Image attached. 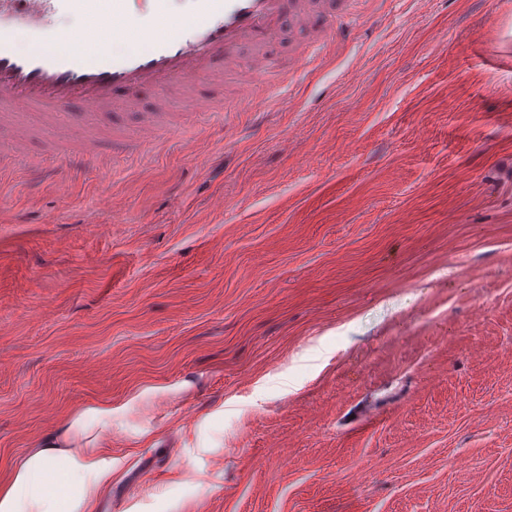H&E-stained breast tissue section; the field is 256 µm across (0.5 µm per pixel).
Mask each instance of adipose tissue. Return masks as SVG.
<instances>
[{"instance_id":"obj_1","label":"adipose tissue","mask_w":512,"mask_h":512,"mask_svg":"<svg viewBox=\"0 0 512 512\" xmlns=\"http://www.w3.org/2000/svg\"><path fill=\"white\" fill-rule=\"evenodd\" d=\"M112 405L82 411L52 445L32 448L0 481V512H96L112 485Z\"/></svg>"}]
</instances>
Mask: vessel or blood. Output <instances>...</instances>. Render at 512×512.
<instances>
[{"instance_id":"1","label":"vessel or blood","mask_w":512,"mask_h":512,"mask_svg":"<svg viewBox=\"0 0 512 512\" xmlns=\"http://www.w3.org/2000/svg\"><path fill=\"white\" fill-rule=\"evenodd\" d=\"M153 20L143 27L133 0H0V116L91 112L128 108L146 89L159 110L171 96L196 110V84L250 68L268 80L278 68L266 49L285 23L307 14L310 0H188L175 12L170 0H150ZM67 15L99 31L97 48L73 55L46 48L53 17ZM248 60H241L243 50Z\"/></svg>"}]
</instances>
